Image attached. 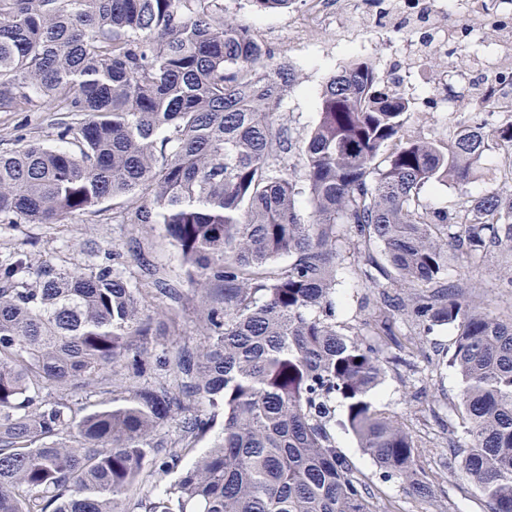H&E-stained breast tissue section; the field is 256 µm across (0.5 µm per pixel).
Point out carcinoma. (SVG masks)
Here are the masks:
<instances>
[{
    "mask_svg": "<svg viewBox=\"0 0 512 512\" xmlns=\"http://www.w3.org/2000/svg\"><path fill=\"white\" fill-rule=\"evenodd\" d=\"M293 82L220 0H0V112L52 113L59 141L36 131L0 152V223L59 224L122 201V218L161 225L177 247L203 336L155 359L177 313L150 311L149 292L112 263L75 273L50 255L35 268L24 253L1 260L0 512H390L328 432L338 402L379 479L429 499L418 442L371 399L392 312L406 349L456 329L444 364L463 383L457 469L488 512H512V315L445 283L447 241L467 263L512 248V194L441 210L423 195L448 181L466 193L493 144L512 180V119L451 116L448 141L415 138L409 98L357 59L323 85L298 146L278 122ZM498 102L484 83L475 107ZM347 243L372 311L352 336L336 329ZM141 266L156 295L180 299ZM155 364L168 380L141 381ZM91 388L126 397L88 411L73 396ZM205 406L223 412L221 432L162 482L179 467L175 447L214 427Z\"/></svg>",
    "mask_w": 512,
    "mask_h": 512,
    "instance_id": "1",
    "label": "carcinoma"
}]
</instances>
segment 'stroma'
Instances as JSON below:
<instances>
[{"instance_id":"1","label":"stroma","mask_w":512,"mask_h":512,"mask_svg":"<svg viewBox=\"0 0 512 512\" xmlns=\"http://www.w3.org/2000/svg\"><path fill=\"white\" fill-rule=\"evenodd\" d=\"M224 14L261 30L276 61L294 70L296 84L284 98L279 120L296 138H304L318 121L317 102L326 80L354 59L371 62L382 86L404 93L412 102L408 132L415 137L446 140L448 117L465 119L475 110L480 74L496 72L512 55V30L491 26L490 16L512 20V0H439L436 20L448 33L447 41H428L415 27L392 11L389 20L377 19L359 0H296L288 10L264 12L253 0H223ZM506 158L502 150L485 151L473 169L465 190L453 183L427 185L424 194L433 208H456L464 195L489 190H512V183L496 179ZM26 253L31 262L50 255L67 269L81 271L103 263L113 253L125 273H138V253L148 254L161 276L180 293L174 309L179 332L186 342L198 336L197 296L187 282L179 253L160 225L144 227L105 217L76 216L62 224H1L0 255ZM512 271V252L492 253L482 263L451 260V279L473 288L475 303L507 316L512 314V292L501 286ZM367 288L354 270L352 250H344L336 264V327L348 335L362 331L370 318L362 300ZM456 331L437 328L422 351L405 356L403 364L388 365L373 402L379 409L401 416L422 445L420 465L433 484L434 503L426 505L399 482H381L377 468L364 455L345 427L343 409L335 411L330 433L336 445L366 477L376 497L394 512H488L475 486L448 465L454 447L464 444V433H451L462 381L455 369L440 365L451 352Z\"/></svg>"}]
</instances>
